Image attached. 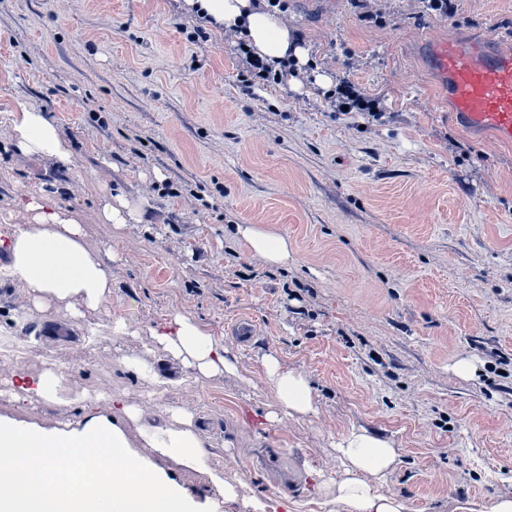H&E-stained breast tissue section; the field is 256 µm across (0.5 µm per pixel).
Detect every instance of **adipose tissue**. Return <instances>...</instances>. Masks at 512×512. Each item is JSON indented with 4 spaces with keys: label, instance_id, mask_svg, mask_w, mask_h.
Returning a JSON list of instances; mask_svg holds the SVG:
<instances>
[{
    "label": "adipose tissue",
    "instance_id": "obj_1",
    "mask_svg": "<svg viewBox=\"0 0 512 512\" xmlns=\"http://www.w3.org/2000/svg\"><path fill=\"white\" fill-rule=\"evenodd\" d=\"M183 10L205 27L242 36L255 56L273 69L304 63L287 15L273 12L266 0H184ZM15 154L37 156L56 169L73 164V152L52 113L21 105L0 117ZM23 220L0 225V281L21 288L28 313L61 312L77 319L107 308L112 301V269L107 254L91 249L77 214L52 194H26L18 201ZM238 235L249 255L270 267H286L287 238L254 224H241ZM152 348L162 350L190 379L220 378L237 370L224 348L195 318L175 313L150 331ZM264 377L274 394L272 417H307L316 413L308 378L282 369L265 357ZM69 417L46 428L0 415V512H195L192 498L169 480L161 466L170 459L206 469V443L193 412L167 410L162 425L147 423L139 405L114 409L110 395L75 398ZM139 426L152 458L130 443L125 426ZM59 448L71 465L39 456ZM342 472L329 500L334 512H407L398 495L380 487L398 463L392 441L363 428L351 430L336 447Z\"/></svg>",
    "mask_w": 512,
    "mask_h": 512
}]
</instances>
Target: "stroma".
Wrapping results in <instances>:
<instances>
[{
  "instance_id": "stroma-1",
  "label": "stroma",
  "mask_w": 512,
  "mask_h": 512,
  "mask_svg": "<svg viewBox=\"0 0 512 512\" xmlns=\"http://www.w3.org/2000/svg\"><path fill=\"white\" fill-rule=\"evenodd\" d=\"M286 12L308 61L263 85L236 38L179 0H0V113H53L74 147L67 170L0 155V225L16 222L19 193H55L114 255L110 306L77 322L23 317L20 292L0 286V343L22 346L0 382L22 393L61 365L60 404L27 411L45 427L79 394L193 411L210 466L238 487L220 501L208 475L167 464L199 512H328L336 444L360 427L393 440L384 487L408 512H489L512 493V144L453 121L418 46L495 30L512 50V0H454L450 15L424 0H288ZM346 81L375 115L335 107ZM118 189L142 223L100 221ZM240 224L287 237L288 267L251 259ZM174 312L221 335L238 371L184 382L170 368L151 401L119 358L160 364L144 346ZM241 318L257 325L245 345L231 336ZM119 319L134 335L112 333ZM268 355L308 377L316 414L267 419Z\"/></svg>"
}]
</instances>
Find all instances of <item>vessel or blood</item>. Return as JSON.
<instances>
[{"mask_svg":"<svg viewBox=\"0 0 512 512\" xmlns=\"http://www.w3.org/2000/svg\"><path fill=\"white\" fill-rule=\"evenodd\" d=\"M486 33L465 41L425 44L430 67L448 91L456 120L471 131H492L496 142L512 143V52Z\"/></svg>","mask_w":512,"mask_h":512,"instance_id":"b4317fda","label":"vessel or blood"}]
</instances>
